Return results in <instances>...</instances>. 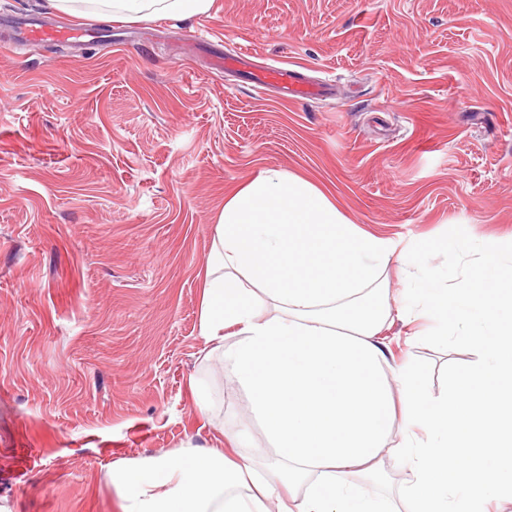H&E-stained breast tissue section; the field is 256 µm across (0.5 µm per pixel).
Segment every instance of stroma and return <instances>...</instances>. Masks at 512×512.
Listing matches in <instances>:
<instances>
[{
    "mask_svg": "<svg viewBox=\"0 0 512 512\" xmlns=\"http://www.w3.org/2000/svg\"><path fill=\"white\" fill-rule=\"evenodd\" d=\"M15 19L70 22L0 0V512H123L115 470L181 448L273 459L199 331L224 198L260 172L437 254L512 236V0H214L79 19L87 43L19 42ZM219 39L334 92L209 72ZM407 331H386L390 363L435 395L457 383L470 346Z\"/></svg>",
    "mask_w": 512,
    "mask_h": 512,
    "instance_id": "obj_1",
    "label": "stroma"
}]
</instances>
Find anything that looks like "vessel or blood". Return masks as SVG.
Listing matches in <instances>:
<instances>
[{
	"label": "vessel or blood",
	"mask_w": 512,
	"mask_h": 512,
	"mask_svg": "<svg viewBox=\"0 0 512 512\" xmlns=\"http://www.w3.org/2000/svg\"><path fill=\"white\" fill-rule=\"evenodd\" d=\"M90 35L87 28L57 26L45 21L25 23L21 30L22 39L27 41H82ZM214 67L221 72L248 73L254 89L264 90L273 86L287 99H321L327 95L325 84L307 81L298 69L277 66L255 68L251 52L243 49L220 53L214 59Z\"/></svg>",
	"instance_id": "b4317fda"
}]
</instances>
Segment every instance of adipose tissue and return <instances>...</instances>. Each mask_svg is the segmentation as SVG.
Returning <instances> with one entry per match:
<instances>
[{"instance_id":"ef3b65f1","label":"adipose tissue","mask_w":512,"mask_h":512,"mask_svg":"<svg viewBox=\"0 0 512 512\" xmlns=\"http://www.w3.org/2000/svg\"><path fill=\"white\" fill-rule=\"evenodd\" d=\"M102 23L207 13L212 0H49ZM455 254L360 233L332 196L290 172H262L226 197L200 305L206 343L235 337L224 362L246 391L275 461H235L185 448L119 471L124 512H487L512 501V239ZM409 267L397 297L376 287L390 262ZM499 291L483 297L486 274ZM424 317L444 345L476 359L462 384L430 394L412 364L380 342L395 320ZM411 477L397 495L360 496L358 480L391 486L385 457Z\"/></svg>"}]
</instances>
